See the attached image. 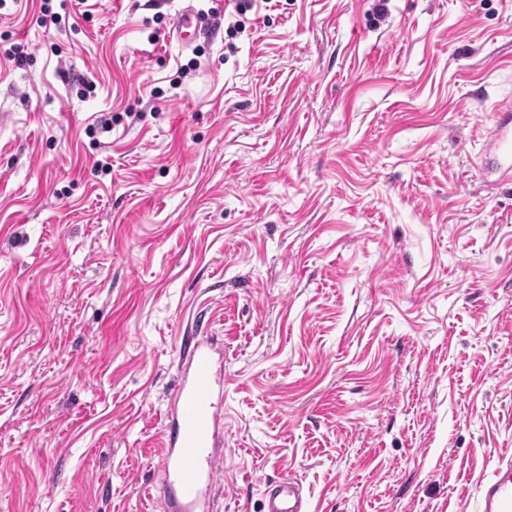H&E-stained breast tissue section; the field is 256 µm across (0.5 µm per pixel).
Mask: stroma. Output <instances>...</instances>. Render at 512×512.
Masks as SVG:
<instances>
[{"mask_svg": "<svg viewBox=\"0 0 512 512\" xmlns=\"http://www.w3.org/2000/svg\"><path fill=\"white\" fill-rule=\"evenodd\" d=\"M240 2L0 0V512H164L197 336L211 512H466L512 457V0ZM491 148L498 156L492 173L502 180L512 178V125L509 129L506 120L496 121ZM220 354L207 341L194 343L182 363L171 398L169 428L161 449L162 495L168 512H209L221 457L217 438L222 421L224 373L215 371ZM263 512H308L301 485L291 478H280L265 484Z\"/></svg>", "mask_w": 512, "mask_h": 512, "instance_id": "35a3bbf8", "label": "stroma"}]
</instances>
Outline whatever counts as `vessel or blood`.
Returning <instances> with one entry per match:
<instances>
[{"mask_svg": "<svg viewBox=\"0 0 512 512\" xmlns=\"http://www.w3.org/2000/svg\"><path fill=\"white\" fill-rule=\"evenodd\" d=\"M491 148L498 157L493 174L502 180L512 178V127L507 122H496ZM216 355L209 342L199 340L182 363L161 450L166 512H210L221 457L217 438L224 396V378L215 370ZM263 512H308L301 485L286 477L266 483ZM472 512H512L511 458L500 459L480 481Z\"/></svg>", "mask_w": 512, "mask_h": 512, "instance_id": "obj_1", "label": "vessel or blood"}]
</instances>
